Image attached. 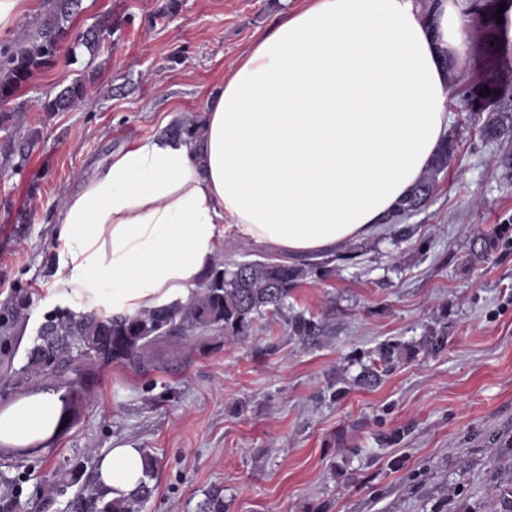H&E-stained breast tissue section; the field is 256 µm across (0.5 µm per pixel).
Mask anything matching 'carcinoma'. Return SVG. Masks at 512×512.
Segmentation results:
<instances>
[{
    "mask_svg": "<svg viewBox=\"0 0 512 512\" xmlns=\"http://www.w3.org/2000/svg\"><path fill=\"white\" fill-rule=\"evenodd\" d=\"M80 7L81 0H54L52 11L34 32L23 34L20 43L0 50L1 103L13 99L37 70L51 64L60 44L68 36L69 22ZM102 35V28L93 27L76 41V47L92 53L100 46ZM477 50L486 71L481 79L465 89L464 94L471 111L485 112L509 97L512 71L500 68L503 53L496 41L483 39L477 42ZM86 94L85 82L75 80L55 96L44 98L38 107L42 112H65ZM482 132L491 139L512 141V124L494 115L487 118ZM455 149V140L448 138L431 166L430 175L398 204L392 224L396 239L406 240L413 234V227L401 224L399 220L415 214L428 202L434 191L435 176L448 167ZM332 263L331 259L274 262L266 258L242 263L222 262L208 270L198 289L184 304L176 303L132 316L51 314L41 326L39 343L28 353L20 380L43 374L44 358L49 353L53 354L60 368L75 351L92 349L97 360L102 362L133 359L143 349L167 337L195 331L218 330L224 333V342L241 343L249 338L256 322L268 313L284 319L290 337L301 342L313 340L320 334V323L313 316L296 310L291 299L302 282L330 276L334 270ZM447 344V330L435 325L427 326L421 336L411 341L382 342L353 359V363L359 365L353 384L375 387L399 364L415 360L420 355H436L445 350ZM0 485L3 486L0 512H15L14 481L1 474ZM73 486L77 490L67 499L64 512H136L137 505L151 492L145 483L128 496L111 498L96 480L83 479V471L75 465L49 479L42 501L48 507L54 503L55 496L66 494Z\"/></svg>",
    "mask_w": 512,
    "mask_h": 512,
    "instance_id": "obj_1",
    "label": "carcinoma"
}]
</instances>
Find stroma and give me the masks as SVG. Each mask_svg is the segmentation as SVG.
<instances>
[{"instance_id": "1", "label": "stroma", "mask_w": 512, "mask_h": 512, "mask_svg": "<svg viewBox=\"0 0 512 512\" xmlns=\"http://www.w3.org/2000/svg\"><path fill=\"white\" fill-rule=\"evenodd\" d=\"M292 0H82L79 36L110 30L95 55L61 50L16 93L13 134L21 168L0 167V318L15 296L21 316L0 328V408L51 386L78 394L76 417L46 452L0 453L17 482L18 512H34L59 469L131 445L154 459L152 493L139 512H200L221 496L225 512H495L512 483V143L483 138L486 113L450 92L457 148L414 234L363 241L364 254L332 276L305 281L297 309L322 326L291 339L261 319L242 343L208 330L159 342L141 365L76 360L20 383L16 375L47 315L49 266L65 196L98 165L182 120H203L207 92L270 33ZM88 88L66 112L37 99L74 80ZM442 322L448 346L418 357L372 389L329 398L336 371L387 339L407 340ZM276 343L266 352L268 343ZM407 426L402 442L379 434Z\"/></svg>"}]
</instances>
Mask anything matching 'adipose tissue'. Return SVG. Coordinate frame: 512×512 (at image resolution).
<instances>
[{"mask_svg":"<svg viewBox=\"0 0 512 512\" xmlns=\"http://www.w3.org/2000/svg\"><path fill=\"white\" fill-rule=\"evenodd\" d=\"M468 0H301L210 91L198 138L161 137L99 165L63 202L52 256L78 313L186 302L220 239L320 257L380 234L448 137L447 62L469 50ZM64 391L0 410V448L54 441ZM113 496L145 478L143 452L96 464Z\"/></svg>","mask_w":512,"mask_h":512,"instance_id":"1","label":"adipose tissue"}]
</instances>
